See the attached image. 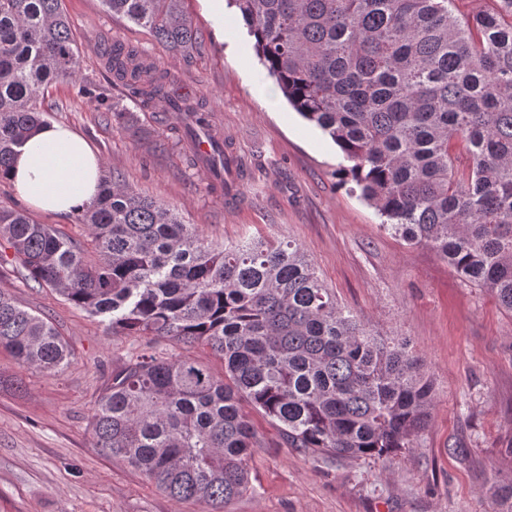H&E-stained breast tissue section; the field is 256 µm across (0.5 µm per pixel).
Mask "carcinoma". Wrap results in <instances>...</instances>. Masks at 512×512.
<instances>
[{
	"instance_id": "obj_1",
	"label": "carcinoma",
	"mask_w": 512,
	"mask_h": 512,
	"mask_svg": "<svg viewBox=\"0 0 512 512\" xmlns=\"http://www.w3.org/2000/svg\"><path fill=\"white\" fill-rule=\"evenodd\" d=\"M288 104L339 148L337 175L410 244H426L512 312V0L462 23L454 0H229ZM169 52L202 42L183 0H102ZM112 82L209 127L205 103L176 96L143 52L104 51ZM81 53L62 0H0V173L46 124L45 91L75 82ZM206 163L226 184L224 146ZM98 260L27 214L0 209V239L24 280L109 318L124 336L204 346L224 379L148 343L112 373L93 446L175 501L224 512L250 488L256 433L339 458L413 446L434 401L422 360L342 309L292 241L205 242L163 203L101 178L78 214ZM0 347L56 372L69 351L53 322L0 291ZM490 490L512 512V476Z\"/></svg>"
}]
</instances>
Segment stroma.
<instances>
[{"mask_svg":"<svg viewBox=\"0 0 512 512\" xmlns=\"http://www.w3.org/2000/svg\"><path fill=\"white\" fill-rule=\"evenodd\" d=\"M64 7L82 69L78 82L49 87L48 121L79 132L104 175H119L213 242L298 243L339 305L380 335L406 341L435 382L425 430L412 447L382 457L312 455L288 447L275 426L252 414V486L224 512H495L490 480L512 473V312L431 247L390 234L374 208L338 186L337 147L288 105L235 7L225 6L217 29L206 0H184L204 37L186 55L166 52L101 0H64ZM113 42L151 55L174 88L206 100L212 126L244 171L236 196L211 191L208 175L189 166L181 120L111 85L99 50ZM83 85L125 105L133 126L104 117L80 93ZM0 208L29 211L38 223L89 241L75 216L29 210L3 181ZM0 290L50 318L71 351L67 367L49 375L0 348V512H207L170 499L92 445L93 408L144 338L113 333L103 317L18 273H0Z\"/></svg>","mask_w":512,"mask_h":512,"instance_id":"stroma-1","label":"stroma"}]
</instances>
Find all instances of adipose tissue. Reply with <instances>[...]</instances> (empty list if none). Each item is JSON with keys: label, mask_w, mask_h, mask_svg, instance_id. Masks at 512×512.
<instances>
[{"label": "adipose tissue", "mask_w": 512, "mask_h": 512, "mask_svg": "<svg viewBox=\"0 0 512 512\" xmlns=\"http://www.w3.org/2000/svg\"><path fill=\"white\" fill-rule=\"evenodd\" d=\"M5 178L34 209L69 215L81 212L95 197L100 164L83 136L53 122L18 148Z\"/></svg>", "instance_id": "ef3b65f1"}]
</instances>
